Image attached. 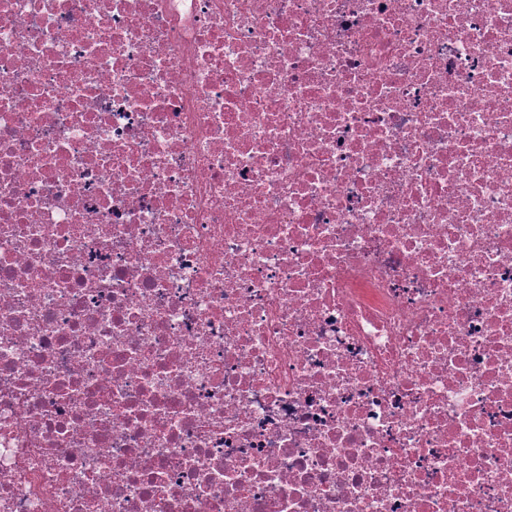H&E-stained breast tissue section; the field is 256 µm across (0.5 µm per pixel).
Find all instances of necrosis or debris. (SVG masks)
<instances>
[{
  "mask_svg": "<svg viewBox=\"0 0 512 512\" xmlns=\"http://www.w3.org/2000/svg\"><path fill=\"white\" fill-rule=\"evenodd\" d=\"M0 512H512V0H0Z\"/></svg>",
  "mask_w": 512,
  "mask_h": 512,
  "instance_id": "1",
  "label": "necrosis or debris"
}]
</instances>
